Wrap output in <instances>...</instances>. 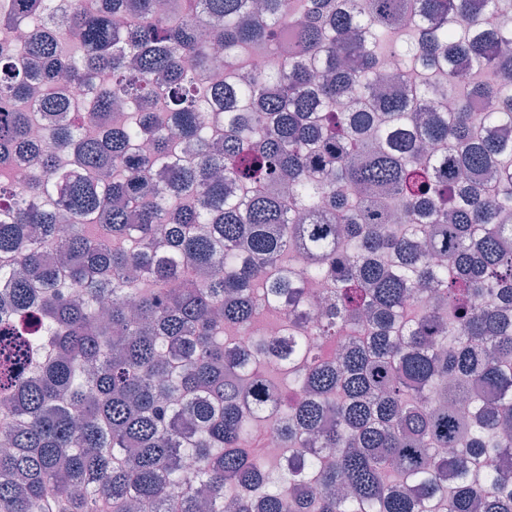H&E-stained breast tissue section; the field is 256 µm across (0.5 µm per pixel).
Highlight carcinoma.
<instances>
[{
  "mask_svg": "<svg viewBox=\"0 0 512 512\" xmlns=\"http://www.w3.org/2000/svg\"><path fill=\"white\" fill-rule=\"evenodd\" d=\"M171 2L179 21L157 0H73L20 67L11 32L46 2L0 0V512H512L499 0H261L260 22L256 0ZM249 47L267 64L240 72ZM385 56L400 95L378 91ZM63 74L89 87L77 108L56 101ZM35 83L41 140L19 108ZM217 99L221 138L205 129ZM321 279L335 299L313 317ZM257 293L317 343L225 346ZM263 419L290 449L274 465L250 443Z\"/></svg>",
  "mask_w": 512,
  "mask_h": 512,
  "instance_id": "carcinoma-1",
  "label": "carcinoma"
}]
</instances>
